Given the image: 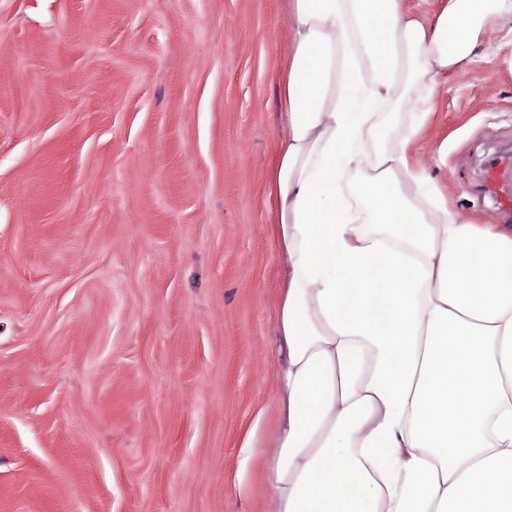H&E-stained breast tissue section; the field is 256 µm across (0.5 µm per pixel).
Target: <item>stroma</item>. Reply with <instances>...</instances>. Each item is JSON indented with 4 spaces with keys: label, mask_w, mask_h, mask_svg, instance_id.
I'll use <instances>...</instances> for the list:
<instances>
[{
    "label": "stroma",
    "mask_w": 512,
    "mask_h": 512,
    "mask_svg": "<svg viewBox=\"0 0 512 512\" xmlns=\"http://www.w3.org/2000/svg\"><path fill=\"white\" fill-rule=\"evenodd\" d=\"M286 0H0V512H260ZM427 175L512 148V73L438 86Z\"/></svg>",
    "instance_id": "1"
}]
</instances>
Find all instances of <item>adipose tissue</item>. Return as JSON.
<instances>
[{"instance_id": "ef3b65f1", "label": "adipose tissue", "mask_w": 512, "mask_h": 512, "mask_svg": "<svg viewBox=\"0 0 512 512\" xmlns=\"http://www.w3.org/2000/svg\"><path fill=\"white\" fill-rule=\"evenodd\" d=\"M263 200L281 278L264 512H512V234L424 174L441 77L512 46V0H289ZM408 119L390 133L388 113Z\"/></svg>"}]
</instances>
